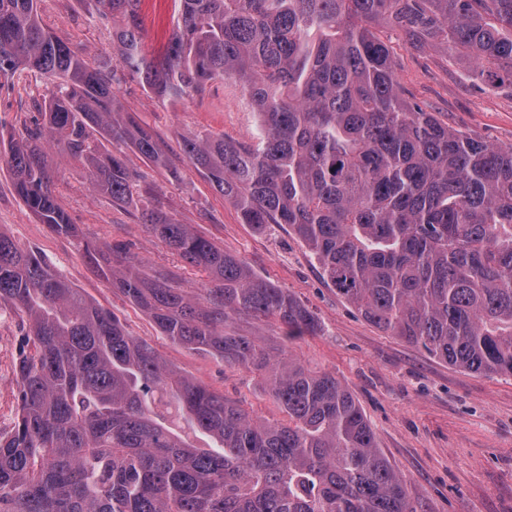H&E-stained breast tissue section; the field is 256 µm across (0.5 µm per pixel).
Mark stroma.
<instances>
[{"instance_id": "stroma-1", "label": "stroma", "mask_w": 512, "mask_h": 512, "mask_svg": "<svg viewBox=\"0 0 512 512\" xmlns=\"http://www.w3.org/2000/svg\"><path fill=\"white\" fill-rule=\"evenodd\" d=\"M37 7L43 25L75 51L98 62H116L111 23L88 21L77 0H38ZM138 10L144 48L147 54L157 53L174 29L178 4L140 0ZM382 35L390 40L405 98L478 140L512 145V90L480 77L469 57L434 45L412 46L396 30ZM50 90L47 80L26 70L0 81V138L19 139L38 119V107ZM113 93L155 132L165 155L158 165L127 150L139 205L161 203L179 223L242 256L258 276L284 288L320 323L316 335L290 342L271 319L236 315L228 330L271 353L288 351L305 368L330 373L347 386L382 454L403 479L415 512H512V377L457 369L378 329L337 294L287 225L256 233L190 165L183 135L202 131L242 140L255 132L258 117L242 85L228 79L203 94L162 101L128 80L115 85ZM46 159L75 235L52 233L30 212L14 190L3 147L0 231L38 252L87 299L117 316L131 336L150 343L169 366L256 415L279 419L277 403L256 374L163 336L148 314L93 269L83 244L128 243L143 258L146 271L168 272L188 287L199 282L200 273L147 231L139 206L115 205L95 190L84 163L72 159L62 145L48 144ZM24 332L17 312L0 308V431L9 429L16 416L15 367Z\"/></svg>"}]
</instances>
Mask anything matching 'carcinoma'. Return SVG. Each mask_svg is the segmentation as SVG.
I'll use <instances>...</instances> for the list:
<instances>
[{"mask_svg":"<svg viewBox=\"0 0 512 512\" xmlns=\"http://www.w3.org/2000/svg\"><path fill=\"white\" fill-rule=\"evenodd\" d=\"M120 21L118 59H85L41 23L37 0H0V77L53 82L41 122L10 141L14 189L56 234L72 224L42 142L57 141L93 185L133 205L134 174L112 144L159 163L154 132L114 85L162 100L233 78L259 116L249 141L183 137L189 162L261 232L286 224L337 293L371 324L451 366L512 376V146L449 127L405 99L376 27L413 46L461 48L512 75V0H178L166 54L143 51L138 0H79ZM141 221L205 274L188 290L143 275L127 244L84 243L88 261L161 334L260 376L282 419L250 413L169 367L37 252L0 233V305L22 314L19 415L0 432V512H414L352 392L293 355L227 330L273 319L290 339L317 317L246 260L173 219ZM210 439L177 434L171 415Z\"/></svg>","mask_w":512,"mask_h":512,"instance_id":"carcinoma-1","label":"carcinoma"}]
</instances>
